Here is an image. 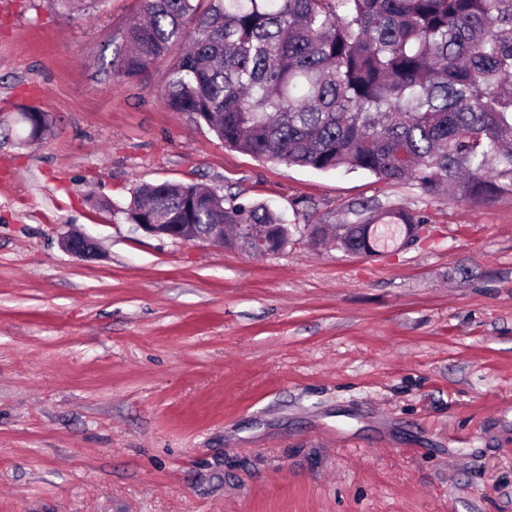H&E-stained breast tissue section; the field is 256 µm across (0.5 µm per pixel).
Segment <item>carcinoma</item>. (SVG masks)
Here are the masks:
<instances>
[{
    "instance_id": "carcinoma-1",
    "label": "carcinoma",
    "mask_w": 512,
    "mask_h": 512,
    "mask_svg": "<svg viewBox=\"0 0 512 512\" xmlns=\"http://www.w3.org/2000/svg\"><path fill=\"white\" fill-rule=\"evenodd\" d=\"M113 75L161 76L163 103L224 146L320 172L365 170L484 202L512 196V0H142ZM133 224H280L263 204L194 184L131 192ZM331 226L336 246L377 253L425 223L367 202ZM376 225L368 235L366 225Z\"/></svg>"
}]
</instances>
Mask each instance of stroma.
Returning <instances> with one entry per match:
<instances>
[{"label":"stroma","mask_w":512,"mask_h":512,"mask_svg":"<svg viewBox=\"0 0 512 512\" xmlns=\"http://www.w3.org/2000/svg\"><path fill=\"white\" fill-rule=\"evenodd\" d=\"M140 9L0 0V512H512V196L225 148L164 106L167 61L113 77ZM162 181L270 206L287 247L136 230ZM366 201L421 212L419 240L308 242ZM61 246L67 253L76 258L91 259L98 256L97 241L81 232L66 233L61 238Z\"/></svg>","instance_id":"stroma-1"}]
</instances>
